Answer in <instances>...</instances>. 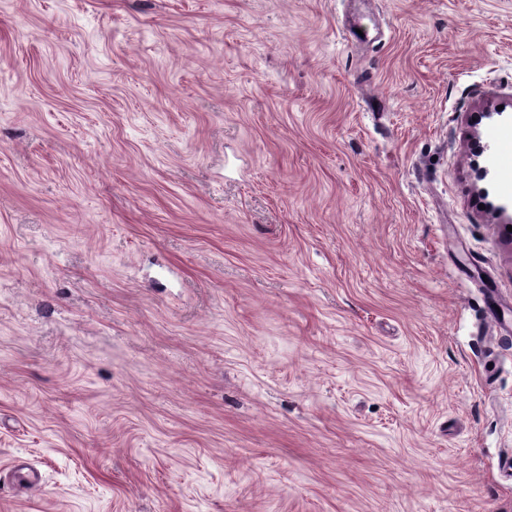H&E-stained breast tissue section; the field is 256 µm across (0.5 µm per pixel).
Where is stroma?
Listing matches in <instances>:
<instances>
[{"label":"stroma","mask_w":512,"mask_h":512,"mask_svg":"<svg viewBox=\"0 0 512 512\" xmlns=\"http://www.w3.org/2000/svg\"><path fill=\"white\" fill-rule=\"evenodd\" d=\"M500 106L512 0H0V512H512Z\"/></svg>","instance_id":"stroma-1"}]
</instances>
